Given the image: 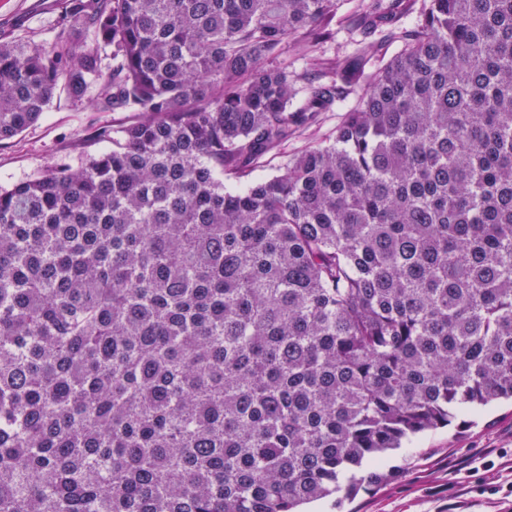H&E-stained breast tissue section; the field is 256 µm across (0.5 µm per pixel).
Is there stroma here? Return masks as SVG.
Instances as JSON below:
<instances>
[{
	"mask_svg": "<svg viewBox=\"0 0 512 512\" xmlns=\"http://www.w3.org/2000/svg\"><path fill=\"white\" fill-rule=\"evenodd\" d=\"M63 0H0V42L25 39L51 45L61 29ZM345 110L320 113L277 154L268 156L256 175L282 173L291 158L332 139ZM126 112L75 108L55 97L39 120L19 135L0 142V185L59 164H76L79 144L100 127H116ZM379 468L393 477L382 485L363 486L335 506L333 499L309 504V512H512V403L500 401L458 414L448 427L406 441Z\"/></svg>",
	"mask_w": 512,
	"mask_h": 512,
	"instance_id": "1",
	"label": "stroma"
}]
</instances>
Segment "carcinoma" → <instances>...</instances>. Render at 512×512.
<instances>
[{"instance_id":"cac0c4a2","label":"carcinoma","mask_w":512,"mask_h":512,"mask_svg":"<svg viewBox=\"0 0 512 512\" xmlns=\"http://www.w3.org/2000/svg\"><path fill=\"white\" fill-rule=\"evenodd\" d=\"M338 2L69 0L0 43V142L94 85L135 115L0 187V512H297L512 400V0H359L374 73L274 65ZM346 112L335 108L330 112H320L316 122L309 128L301 130L293 138L281 147L277 154L266 158L265 163L255 173L256 178H266L280 174L284 166L291 158L301 154L311 146L329 141L336 134L337 127L343 122Z\"/></svg>"}]
</instances>
